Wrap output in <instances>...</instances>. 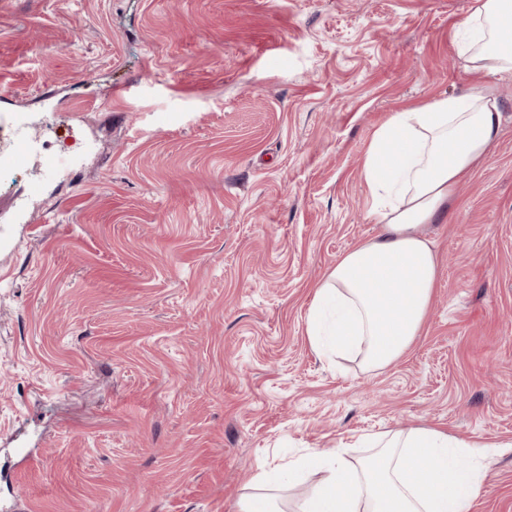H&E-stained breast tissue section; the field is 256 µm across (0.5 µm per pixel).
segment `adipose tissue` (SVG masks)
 Masks as SVG:
<instances>
[{
    "mask_svg": "<svg viewBox=\"0 0 512 512\" xmlns=\"http://www.w3.org/2000/svg\"><path fill=\"white\" fill-rule=\"evenodd\" d=\"M457 56L473 76L463 92L391 113L375 130L361 178L381 231L341 255L315 288L312 345L327 342L330 353L369 369L388 366L418 336L440 273L422 229L447 218L457 185L498 136V99L487 79L512 75V0H470ZM367 441L374 453L357 463L339 452L310 455L284 472L258 468V491L239 512H281L276 490L312 467L325 477L302 512H471L486 445L432 426Z\"/></svg>",
    "mask_w": 512,
    "mask_h": 512,
    "instance_id": "1",
    "label": "adipose tissue"
}]
</instances>
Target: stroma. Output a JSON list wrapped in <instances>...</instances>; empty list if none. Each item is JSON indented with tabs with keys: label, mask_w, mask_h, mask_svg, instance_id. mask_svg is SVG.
<instances>
[{
	"label": "stroma",
	"mask_w": 512,
	"mask_h": 512,
	"mask_svg": "<svg viewBox=\"0 0 512 512\" xmlns=\"http://www.w3.org/2000/svg\"><path fill=\"white\" fill-rule=\"evenodd\" d=\"M469 5L0 0V93L78 175L0 182L14 512H237L259 466L419 425L491 444L473 512H512V80L489 77L498 139L424 229L441 274L409 348L368 370L308 336L316 285L379 231L373 131L472 80Z\"/></svg>",
	"instance_id": "1"
}]
</instances>
